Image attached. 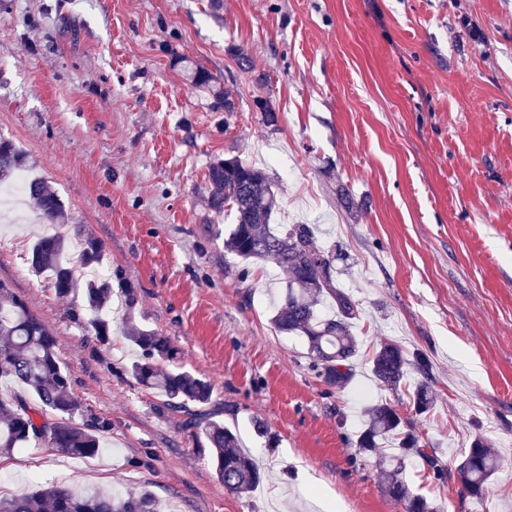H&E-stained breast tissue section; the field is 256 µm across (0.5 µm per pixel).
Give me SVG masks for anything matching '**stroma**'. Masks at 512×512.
Segmentation results:
<instances>
[{
    "instance_id": "obj_1",
    "label": "stroma",
    "mask_w": 512,
    "mask_h": 512,
    "mask_svg": "<svg viewBox=\"0 0 512 512\" xmlns=\"http://www.w3.org/2000/svg\"><path fill=\"white\" fill-rule=\"evenodd\" d=\"M186 60L234 111L187 79ZM0 137L61 196L59 232L98 239L141 323L211 381V403L184 417L236 428L266 472L251 496L225 491L163 397L127 373L140 351L121 298L112 345L93 356L70 302L28 268L25 198L0 222V280L56 335L87 417L111 428L85 462L35 445L1 458L6 495L58 485L146 489L166 512H399L357 447L383 400L444 465L477 437L498 458L482 497L431 481L422 461L406 473L414 488L447 512H512V0H0ZM234 156L272 177L275 223L310 225L318 247L346 255L336 283L360 340L346 388L274 329L285 272L224 249L233 218L207 208L206 183ZM386 343L427 356L428 413L410 406L413 380L376 383Z\"/></svg>"
}]
</instances>
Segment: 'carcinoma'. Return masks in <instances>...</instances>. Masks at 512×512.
I'll list each match as a JSON object with an SVG mask.
<instances>
[{"label": "carcinoma", "mask_w": 512, "mask_h": 512, "mask_svg": "<svg viewBox=\"0 0 512 512\" xmlns=\"http://www.w3.org/2000/svg\"><path fill=\"white\" fill-rule=\"evenodd\" d=\"M31 167L26 153L11 140L0 137V183ZM207 205L220 215L229 209L234 224L224 235V249L244 261L271 260L287 274L281 303L271 322L274 328L301 338L323 381L344 387L351 380V361L359 350L352 320L357 309L351 298L337 287L333 257L316 245L307 224L271 223L279 209L271 180L258 168L239 158L219 160L209 167ZM29 198L45 221L59 224L64 219L63 204L42 178L27 185ZM81 240L77 258L71 257L70 237L62 234L37 239L27 257L30 271L50 278L60 298H73L70 318L88 324L96 346L94 353L112 343V319L106 309L112 296L124 297L127 315L123 329L142 356L129 368L131 376L145 390L165 398L171 413L178 415L188 403L207 405L213 388L210 381L178 365L179 349L169 337L139 323L135 314L134 287L116 270L101 278L79 282L76 267H97L104 257L101 242L86 234L80 225L72 228ZM371 372L382 385L395 388L410 373L422 377L413 392V409L430 411L433 395L429 386L430 363L421 353L408 355L396 344H384L372 357ZM16 382L35 396V401L0 399V457L11 456L29 444L54 448L76 458L94 456L100 448L101 433L111 427L105 418L84 421V410L73 393L69 372L56 352V335L29 308L27 301L8 283L0 281V380ZM367 419L357 446L365 455L376 457L386 493L403 512H445L443 503L415 491L406 470L422 459L433 478L447 482L455 476L463 491L482 495L494 475L498 461L492 449L480 439L449 472L434 454L425 452L419 436L404 431V421L389 402H377L366 410ZM190 429L193 446L208 457L217 480L224 489L243 496L254 492L264 481L265 471L240 448V437L218 422L202 431ZM255 435L268 448L278 439L260 418L251 419ZM159 497L150 491L125 496L100 492L75 493L67 487L46 486L30 494L0 496V512H161Z\"/></svg>", "instance_id": "1"}]
</instances>
